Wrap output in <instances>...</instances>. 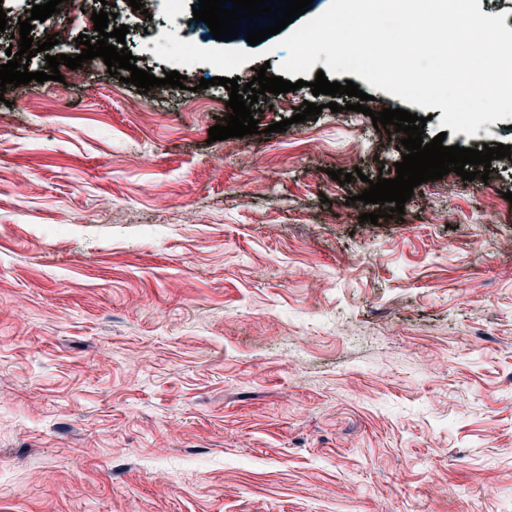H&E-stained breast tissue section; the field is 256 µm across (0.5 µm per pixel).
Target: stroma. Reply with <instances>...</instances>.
Here are the masks:
<instances>
[{"instance_id":"35a3bbf8","label":"stroma","mask_w":512,"mask_h":512,"mask_svg":"<svg viewBox=\"0 0 512 512\" xmlns=\"http://www.w3.org/2000/svg\"><path fill=\"white\" fill-rule=\"evenodd\" d=\"M112 2L138 68L186 86L98 57L0 101V512H512V167L360 222L401 143L346 96L331 112L315 72L288 107L258 99L286 132L209 142L229 93L201 79L287 50L213 39L198 0L146 23ZM359 88L425 140L512 145L507 120L446 133Z\"/></svg>"}]
</instances>
